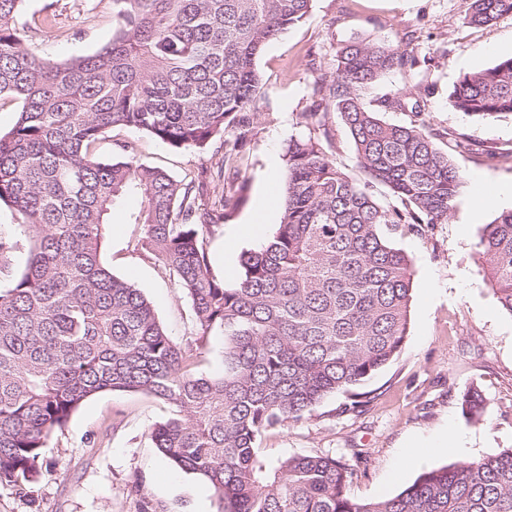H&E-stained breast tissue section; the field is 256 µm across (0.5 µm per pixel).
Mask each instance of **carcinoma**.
<instances>
[{
    "instance_id": "cac0c4a2",
    "label": "carcinoma",
    "mask_w": 512,
    "mask_h": 512,
    "mask_svg": "<svg viewBox=\"0 0 512 512\" xmlns=\"http://www.w3.org/2000/svg\"><path fill=\"white\" fill-rule=\"evenodd\" d=\"M22 0H0V99L19 106L0 134V204L31 241L25 267L0 289V484L39 473L49 435L89 397L140 391L166 401L152 431L158 452L206 481L221 512H512V448L422 472L394 495L351 497V465L329 454L263 459L267 432L304 419L332 394L346 411L372 400L367 381L409 332L413 271L394 237L452 218L464 178L448 150L469 141L425 119L426 86L372 109L362 90L419 67L412 39L351 41L311 86L316 111L283 149L282 219L271 239L243 254L232 285L210 268L205 241L242 199L225 186L254 136L264 48L307 17L313 0H113L118 27L94 53L62 63L25 47L14 20ZM463 20L512 19V0H462ZM480 119L512 118V57L466 73L449 94ZM349 131L360 183L329 158L328 110ZM407 112V124L379 112ZM114 127L175 150L224 152L187 182L137 162L133 142L110 159L94 145ZM396 201L381 205L371 188ZM124 194L141 197V249L189 297L196 347L174 342L142 291L114 276L101 248ZM486 277L512 315V209L481 228ZM218 328L224 372L193 370L195 350ZM481 420V395H463Z\"/></svg>"
}]
</instances>
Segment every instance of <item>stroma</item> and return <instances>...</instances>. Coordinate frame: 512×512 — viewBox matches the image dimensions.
<instances>
[{
  "instance_id": "1",
  "label": "stroma",
  "mask_w": 512,
  "mask_h": 512,
  "mask_svg": "<svg viewBox=\"0 0 512 512\" xmlns=\"http://www.w3.org/2000/svg\"><path fill=\"white\" fill-rule=\"evenodd\" d=\"M52 25L37 28L42 17ZM23 42L41 57L64 61L84 56L109 41L118 25L113 0H22L15 18ZM413 33L427 61L415 74L393 73L369 85L365 102L378 107L386 94L427 85L426 118L440 129L463 134L471 150L452 153L468 185L449 223L416 234L402 232L395 243L408 256L413 274L410 331L398 355L367 387L374 400L360 413H340L345 395H330L305 419L262 439L261 454L276 461L295 455L330 454L350 460L352 497L370 501L393 494L423 471L468 462L512 448V315L483 279L477 242L483 224L503 209L485 202L472 218L480 179L512 184V119L464 116L448 100L465 73L512 57V19L493 26L463 20L461 0H313L309 15L284 31L261 53L264 82L255 120L258 131L246 145L236 183L246 186L244 203L207 240L211 269L233 281L243 252L259 249L276 231L262 225L254 237L230 248L239 227L255 222L272 199L275 174L282 171V148L299 132L301 113L313 107L311 84L330 72L340 44L359 38L396 43ZM333 140L330 159L352 179L363 174L347 128L336 113L327 116ZM137 145L145 165L177 179L210 165L215 149L174 150L129 128H115L96 148L109 158L120 141ZM142 200L128 196L112 210L102 260L112 273L140 288L167 334L181 346L193 344L198 329L191 303L172 274L141 250L143 229L133 220ZM0 237L17 241L9 265L0 268L8 287L28 257L29 241L13 210L0 205ZM477 389L485 404L482 421L469 420L462 397ZM169 406L142 392L106 391L87 399L56 430L43 450V466L32 483L0 484V512H219L213 490L196 475L166 461L151 432Z\"/></svg>"
}]
</instances>
